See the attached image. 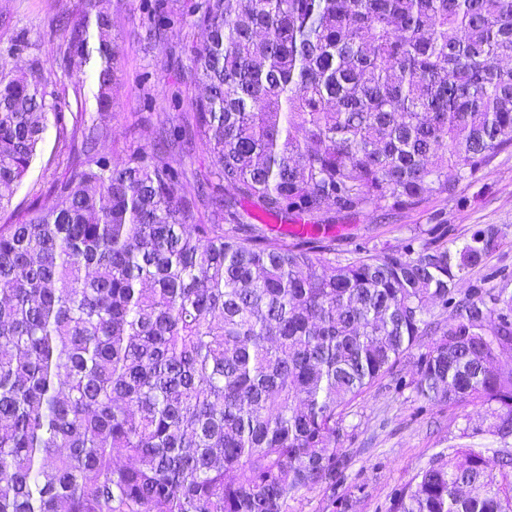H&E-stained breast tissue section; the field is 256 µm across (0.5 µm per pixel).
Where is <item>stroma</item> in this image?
Segmentation results:
<instances>
[{
    "mask_svg": "<svg viewBox=\"0 0 512 512\" xmlns=\"http://www.w3.org/2000/svg\"><path fill=\"white\" fill-rule=\"evenodd\" d=\"M83 0H0V71H26L37 65L55 77L56 88L71 105L88 113L97 110V83L92 67L64 62L60 49L66 21L79 18ZM112 32L120 47V67L112 87V136L99 150L112 161L154 143L156 123L163 116H180L189 103L173 107L171 99L185 88L179 56L186 41H202L191 20L162 33L166 49L155 48L146 31L142 0H110ZM67 149L55 127H48L37 156L19 182L11 186V211L26 212L31 203L50 204L49 188L69 175ZM344 229L336 251L360 247L402 250L413 228L428 237L458 244L487 224L505 226L500 249L475 268L460 290L503 288L512 294V154H501L494 166L461 186L456 197L431 200L400 213H360L343 217ZM426 345L416 346L347 410L339 446L344 469L335 485L305 491L288 505V512H390L393 500L411 478L448 447L468 444L495 448L485 409L461 401L435 404L415 390L417 360Z\"/></svg>",
    "mask_w": 512,
    "mask_h": 512,
    "instance_id": "35a3bbf8",
    "label": "stroma"
}]
</instances>
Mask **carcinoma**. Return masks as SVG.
Listing matches in <instances>:
<instances>
[{"instance_id": "cac0c4a2", "label": "carcinoma", "mask_w": 512, "mask_h": 512, "mask_svg": "<svg viewBox=\"0 0 512 512\" xmlns=\"http://www.w3.org/2000/svg\"><path fill=\"white\" fill-rule=\"evenodd\" d=\"M105 2L83 0L67 47L100 112L69 131L40 70L0 72V187L51 120L71 162L51 205L0 224V512H288L336 482L346 408L423 336L417 394L480 403L503 447H449L393 512H512V295L444 316L503 228L341 257L324 233L452 198L512 152V0H192L204 94L119 165L98 152ZM198 144L202 180L161 158Z\"/></svg>"}]
</instances>
